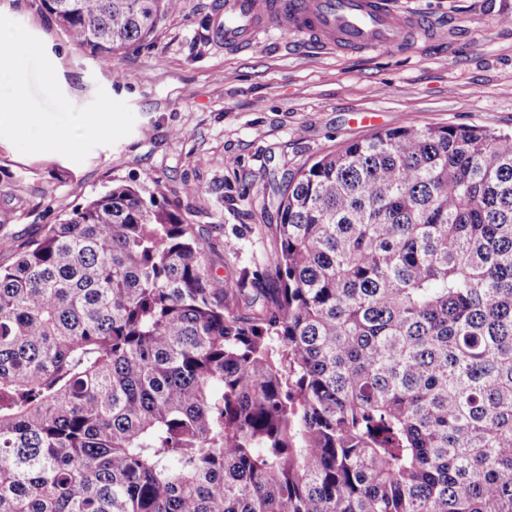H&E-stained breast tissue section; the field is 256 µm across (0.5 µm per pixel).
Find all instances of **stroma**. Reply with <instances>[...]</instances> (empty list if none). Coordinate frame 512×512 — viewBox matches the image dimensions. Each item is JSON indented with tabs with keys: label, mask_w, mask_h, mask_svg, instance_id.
I'll use <instances>...</instances> for the list:
<instances>
[{
	"label": "stroma",
	"mask_w": 512,
	"mask_h": 512,
	"mask_svg": "<svg viewBox=\"0 0 512 512\" xmlns=\"http://www.w3.org/2000/svg\"><path fill=\"white\" fill-rule=\"evenodd\" d=\"M393 4L432 21L434 36L348 53L272 31L259 50H227L212 37L215 0H183L153 39L106 66L68 40L41 0H0V14L43 41L75 106L101 89L135 116L129 135L80 163L25 155L0 138V234L22 244L111 185L158 180L184 220L210 235L216 278H235L271 268L268 201L319 156L406 125L511 132L512 0Z\"/></svg>",
	"instance_id": "obj_1"
}]
</instances>
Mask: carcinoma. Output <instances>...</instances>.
Returning <instances> with one entry per match:
<instances>
[{
    "mask_svg": "<svg viewBox=\"0 0 512 512\" xmlns=\"http://www.w3.org/2000/svg\"><path fill=\"white\" fill-rule=\"evenodd\" d=\"M42 6L110 65L181 0ZM271 206V283L127 184L0 265V512H512V134L379 130Z\"/></svg>",
    "mask_w": 512,
    "mask_h": 512,
    "instance_id": "carcinoma-1",
    "label": "carcinoma"
}]
</instances>
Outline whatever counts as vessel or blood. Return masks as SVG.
I'll list each match as a JSON object with an SVG mask.
<instances>
[{
  "label": "vessel or blood",
  "instance_id": "obj_1",
  "mask_svg": "<svg viewBox=\"0 0 512 512\" xmlns=\"http://www.w3.org/2000/svg\"><path fill=\"white\" fill-rule=\"evenodd\" d=\"M217 15V39L235 49L258 46L272 29L349 52L398 49L412 32L431 30L426 18L396 10L392 0H219Z\"/></svg>",
  "mask_w": 512,
  "mask_h": 512
}]
</instances>
